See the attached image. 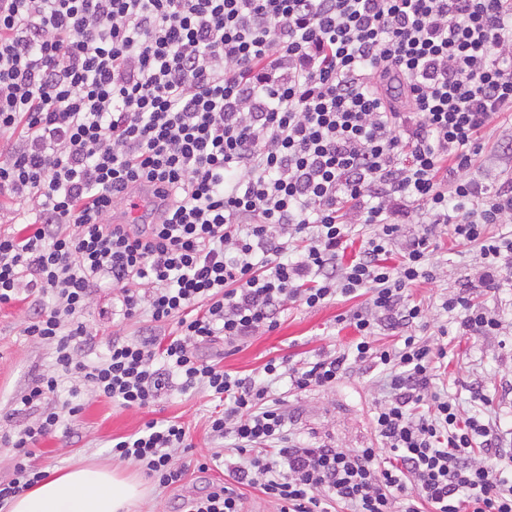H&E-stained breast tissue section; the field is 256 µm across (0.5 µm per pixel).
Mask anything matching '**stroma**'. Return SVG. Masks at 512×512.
<instances>
[{
  "label": "stroma",
  "mask_w": 512,
  "mask_h": 512,
  "mask_svg": "<svg viewBox=\"0 0 512 512\" xmlns=\"http://www.w3.org/2000/svg\"><path fill=\"white\" fill-rule=\"evenodd\" d=\"M512 137V113H504L494 122L484 138L476 165L484 172L511 168L498 146ZM436 250L433 261L441 271L437 282L419 283L412 290L415 300L427 310L426 323L410 327V334L430 344L446 343L448 356L437 366L440 383L456 393L464 409L475 403L471 388L480 385L492 400L491 411L499 415L502 427L512 426V341L497 336L463 334L459 324L448 323L441 302L448 292L465 295L472 303L495 310L505 322H512V291L493 292L480 286L476 275L479 258L476 251L454 245L449 228L434 230ZM361 304L360 299L336 297L316 309L292 303L282 313L279 327L272 332L248 338L238 347L223 341L203 348V355L221 362L231 375L259 374L271 359H287L300 365L321 356L335 354L356 337L345 318ZM30 303L17 300L0 305V431H18L34 422L31 414H14V400L38 373L51 368L50 345L23 334ZM82 320L92 327L96 338L89 358L101 356L113 334L137 339L146 334L164 336L173 324L152 322L141 314L123 322L112 320V291L98 289L90 299ZM447 325V336H440L439 325ZM272 393L283 398L288 410V428L293 437L309 443L331 444L339 448L377 447L372 417L378 399L387 394L386 381L380 371L356 369L329 389L303 393L289 391L286 383L271 386ZM78 416L64 418L57 429L35 447V460L41 469L68 468L79 463L111 462L112 441L138 431L145 422L155 419L184 424L193 444L191 450L178 453L177 459L188 468L186 479L162 488L150 478L142 483L147 495L132 512H180L188 500L207 493L212 485L223 482V469L200 471L204 456L223 452V440L211 438L209 418L222 410L223 404L204 390L181 392L171 388L143 410L125 409L84 389L77 399Z\"/></svg>",
  "instance_id": "obj_1"
}]
</instances>
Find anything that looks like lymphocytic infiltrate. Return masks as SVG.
I'll return each instance as SVG.
<instances>
[{
    "instance_id": "1",
    "label": "lymphocytic infiltrate",
    "mask_w": 512,
    "mask_h": 512,
    "mask_svg": "<svg viewBox=\"0 0 512 512\" xmlns=\"http://www.w3.org/2000/svg\"><path fill=\"white\" fill-rule=\"evenodd\" d=\"M512 112V0H0V132L17 146L0 191L35 202L32 222L0 233V305L26 295L24 333L52 345L53 368L15 400L37 420L0 435L14 448L0 512L44 476L33 449L79 405L55 404L62 377L128 409L171 382L206 389L224 410L213 437L244 464L184 512H243L253 487L276 512H512V442L484 411L432 390L444 347L415 335L377 347L383 327L423 322L412 287L437 277L431 231L396 240L412 213L479 250L482 287H506L512 176L473 175L481 141ZM160 211L116 224L140 182ZM372 226L353 258L350 227ZM113 314L176 322L166 342L113 337L78 357L81 316L100 279ZM361 298L346 349L303 365L269 360L265 381L231 376L197 346L274 331L287 302ZM463 332L512 326L464 295L444 298ZM381 370L390 394L376 448L293 439L269 383L328 388ZM176 421L145 422L113 443L159 487L183 481Z\"/></svg>"
}]
</instances>
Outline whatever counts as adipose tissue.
I'll return each mask as SVG.
<instances>
[{"instance_id": "ef3b65f1", "label": "adipose tissue", "mask_w": 512, "mask_h": 512, "mask_svg": "<svg viewBox=\"0 0 512 512\" xmlns=\"http://www.w3.org/2000/svg\"><path fill=\"white\" fill-rule=\"evenodd\" d=\"M145 492L134 475L105 465L46 470L36 485L16 495L8 512H126Z\"/></svg>"}]
</instances>
